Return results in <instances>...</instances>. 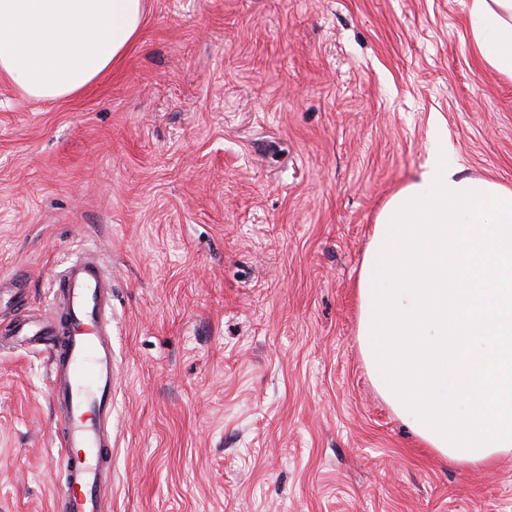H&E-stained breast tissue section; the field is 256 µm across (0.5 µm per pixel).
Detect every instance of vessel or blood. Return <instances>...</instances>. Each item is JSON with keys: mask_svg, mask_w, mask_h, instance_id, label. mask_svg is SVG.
Listing matches in <instances>:
<instances>
[{"mask_svg": "<svg viewBox=\"0 0 512 512\" xmlns=\"http://www.w3.org/2000/svg\"><path fill=\"white\" fill-rule=\"evenodd\" d=\"M55 310L14 319L11 338L47 345L50 400L63 481L53 512H108L101 486L112 479V335L104 321L112 282L91 255L70 261L53 279Z\"/></svg>", "mask_w": 512, "mask_h": 512, "instance_id": "1", "label": "vessel or blood"}]
</instances>
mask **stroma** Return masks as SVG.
Returning <instances> with one entry per match:
<instances>
[{"mask_svg":"<svg viewBox=\"0 0 512 512\" xmlns=\"http://www.w3.org/2000/svg\"><path fill=\"white\" fill-rule=\"evenodd\" d=\"M469 0H149L83 94L0 81V281L49 313L112 275V512H512V454L449 464L374 386L359 271L430 151L512 187V80ZM48 354L0 347V512L63 478Z\"/></svg>","mask_w":512,"mask_h":512,"instance_id":"35a3bbf8","label":"stroma"}]
</instances>
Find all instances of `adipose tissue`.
Masks as SVG:
<instances>
[{
    "label": "adipose tissue",
    "mask_w": 512,
    "mask_h": 512,
    "mask_svg": "<svg viewBox=\"0 0 512 512\" xmlns=\"http://www.w3.org/2000/svg\"><path fill=\"white\" fill-rule=\"evenodd\" d=\"M146 0H0V79L75 96L136 42ZM484 63L512 78V0H469ZM372 379L427 447L483 468L512 453V188L433 155L379 212L359 278Z\"/></svg>",
    "instance_id": "adipose-tissue-1"
}]
</instances>
